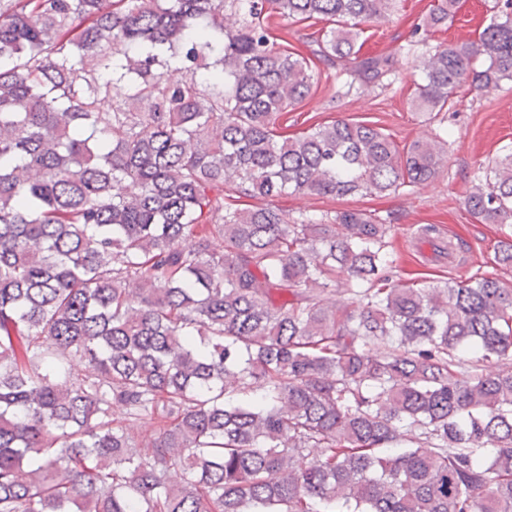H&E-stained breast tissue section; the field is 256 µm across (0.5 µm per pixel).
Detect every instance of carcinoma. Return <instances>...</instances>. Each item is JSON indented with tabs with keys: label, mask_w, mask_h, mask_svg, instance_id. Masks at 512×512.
<instances>
[{
	"label": "carcinoma",
	"mask_w": 512,
	"mask_h": 512,
	"mask_svg": "<svg viewBox=\"0 0 512 512\" xmlns=\"http://www.w3.org/2000/svg\"><path fill=\"white\" fill-rule=\"evenodd\" d=\"M267 4L349 85L396 71L356 45L397 0H0V512H512V281L403 282L391 225L272 205L446 156L278 133L314 74ZM422 74L431 120L512 81V0ZM463 206L512 224V147ZM269 23L272 28L274 47L277 50L303 54L310 53L309 49L314 46L307 47V42L321 36L326 26L325 23L314 19L296 21L277 14L269 18Z\"/></svg>",
	"instance_id": "cac0c4a2"
}]
</instances>
